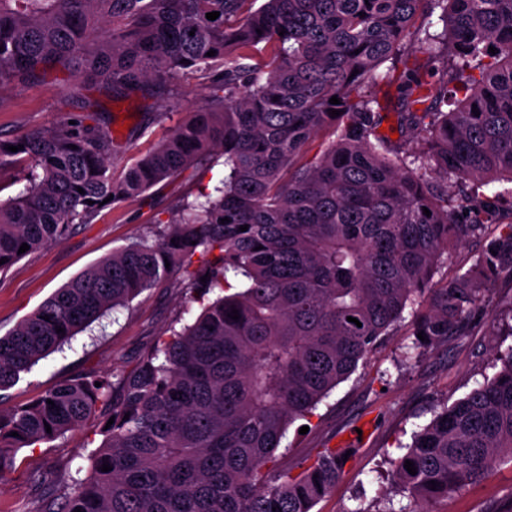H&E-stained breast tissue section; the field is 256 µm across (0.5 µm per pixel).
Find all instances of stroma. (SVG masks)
<instances>
[{
	"label": "stroma",
	"mask_w": 512,
	"mask_h": 512,
	"mask_svg": "<svg viewBox=\"0 0 512 512\" xmlns=\"http://www.w3.org/2000/svg\"><path fill=\"white\" fill-rule=\"evenodd\" d=\"M97 118L112 132V173L121 176L134 158L153 149L187 113L212 96L198 76L180 80L177 98H132L115 102L99 98ZM66 82L0 90V134L13 137L32 128L50 129L67 117L85 112ZM224 176L222 165L191 168L180 178L160 183L137 199L106 206L89 224L73 225L60 241L21 258L0 274V335L7 334L58 288L95 262L167 220L185 195L212 188ZM500 225H486L483 235L455 245L434 280L445 284L466 271L488 237ZM484 302L465 323L462 335L451 336L436 349H415L414 309H406L392 335L360 361L349 379L319 404L308 420V433L291 425L277 467L298 475L325 448L341 454L335 487L314 512H376L392 503L395 512L410 500L398 491L390 474L412 431L430 422L446 402L463 397L500 364L497 350L512 346V280L485 283ZM193 292L175 278L162 281L135 298L127 308L92 324L62 351L50 354L0 392V405L24 404L61 381L89 369L120 376L132 372L154 340L173 320L190 319L198 310ZM101 416L52 442L20 449L11 470L0 475V512H41L46 488L36 477L56 476L57 494L71 491L89 474V456L102 442ZM427 512H512V459L502 458L492 476L448 497L427 503Z\"/></svg>",
	"instance_id": "stroma-1"
}]
</instances>
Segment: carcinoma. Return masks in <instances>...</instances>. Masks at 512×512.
Masks as SVG:
<instances>
[{"instance_id":"obj_1","label":"carcinoma","mask_w":512,"mask_h":512,"mask_svg":"<svg viewBox=\"0 0 512 512\" xmlns=\"http://www.w3.org/2000/svg\"><path fill=\"white\" fill-rule=\"evenodd\" d=\"M252 4L0 0V89L62 73L81 98L90 82L108 98L170 97L189 72L222 92L118 178L112 132L92 113L0 138V174L25 181L0 201V273L22 244L33 251L92 223L103 200L224 158L214 193L182 202L0 336L1 391L171 274L200 291L198 315L170 326L133 373L113 381L90 369L0 410V473L19 449L65 435L98 408L114 419L60 512H313L336 485L338 455L326 448L298 475L277 474L288 428L356 371L407 306L426 302L415 344L432 347L480 307L484 282L512 280V212L502 209L512 199V0ZM445 56L443 69H429ZM381 82L401 100L398 145L381 132ZM334 95L340 103H329ZM323 130L334 139L302 161ZM503 223L464 273L433 283L450 247ZM497 360L491 379L413 433L393 473L401 493L446 497L512 458V346Z\"/></svg>"}]
</instances>
